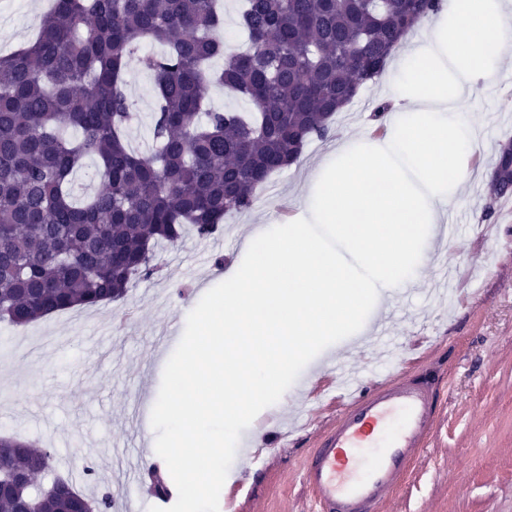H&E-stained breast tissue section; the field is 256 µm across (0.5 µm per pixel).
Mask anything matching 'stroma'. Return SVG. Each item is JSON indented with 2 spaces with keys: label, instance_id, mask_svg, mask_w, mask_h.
Segmentation results:
<instances>
[{
  "label": "stroma",
  "instance_id": "35a3bbf8",
  "mask_svg": "<svg viewBox=\"0 0 512 512\" xmlns=\"http://www.w3.org/2000/svg\"><path fill=\"white\" fill-rule=\"evenodd\" d=\"M48 3L27 0L31 21L22 24L0 0V54L36 36L34 21ZM393 81L387 69L361 87L337 113L334 137L310 141L301 163L273 175L250 210L227 215L221 233L203 240L189 233L161 247L159 274L134 280L123 302L58 312L23 328L0 323V436L51 448V467L36 486L62 476L91 495L112 486L113 467L140 459L160 466L170 459L157 427L136 434L137 394L146 393L154 404L169 394V372L194 331L195 313L209 302L211 289L223 287L226 267L241 260L242 236L264 217L297 218L309 163L334 153L337 142L361 138L378 105L392 102ZM126 90L138 115L130 144L149 150L155 85L138 62L128 67ZM476 96L484 146L470 159L468 184L450 205L458 235L448 263L478 272L465 280V299L458 303L434 292L442 270L433 266L391 299L392 347L406 345L420 323L435 338L430 368L438 380L439 419L385 512H512V198L495 203L489 195L499 147L512 140V63ZM174 323L178 339L158 347ZM344 350L337 336L310 350L283 394L265 403L259 416L264 431L248 423L225 441V470L243 472L234 491L243 512H311L301 471L325 417H312L285 448L274 446L273 433L280 421L301 413L299 392L318 359L341 357ZM138 438L147 448L141 458ZM248 442L272 445L270 459L253 464L238 457L237 448Z\"/></svg>",
  "mask_w": 512,
  "mask_h": 512
}]
</instances>
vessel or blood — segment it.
Wrapping results in <instances>:
<instances>
[{"mask_svg":"<svg viewBox=\"0 0 512 512\" xmlns=\"http://www.w3.org/2000/svg\"><path fill=\"white\" fill-rule=\"evenodd\" d=\"M423 342L415 337L403 367L382 380L318 369L313 395L335 394L328 402L334 415L302 468L315 512H384L389 494L411 474L438 421L436 387L416 375Z\"/></svg>","mask_w":512,"mask_h":512,"instance_id":"b4317fda","label":"vessel or blood"}]
</instances>
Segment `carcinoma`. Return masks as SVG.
<instances>
[{
  "label": "carcinoma",
  "instance_id": "1",
  "mask_svg": "<svg viewBox=\"0 0 512 512\" xmlns=\"http://www.w3.org/2000/svg\"><path fill=\"white\" fill-rule=\"evenodd\" d=\"M219 0H55L37 40L0 55V322L22 328L47 315L122 301L156 270L155 249L191 229L201 239L249 209L268 178L327 139L332 120L375 81L401 40L441 0H245L248 48L218 36ZM163 46L141 58L143 42ZM155 79L153 150L129 147V63ZM224 58L219 72L210 69ZM212 82L251 115L205 109ZM80 134L75 141L63 131ZM97 160L100 187L74 194L72 175ZM512 197V141L490 178ZM47 448L0 438L11 476L0 512H112L113 494H73L61 478L33 490ZM158 497L168 478L147 471Z\"/></svg>",
  "mask_w": 512,
  "mask_h": 512
}]
</instances>
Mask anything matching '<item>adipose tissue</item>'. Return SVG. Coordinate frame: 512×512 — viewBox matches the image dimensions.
Returning <instances> with one entry per match:
<instances>
[{"instance_id": "adipose-tissue-1", "label": "adipose tissue", "mask_w": 512, "mask_h": 512, "mask_svg": "<svg viewBox=\"0 0 512 512\" xmlns=\"http://www.w3.org/2000/svg\"><path fill=\"white\" fill-rule=\"evenodd\" d=\"M439 14L395 63L415 91H395L374 150L342 144L315 163L304 185L306 221L247 234V270L230 267L228 289L198 316L172 370L185 393L158 408L173 453L203 463L186 469L187 481L223 482L216 426L233 435L305 349L417 281L481 148L472 95L512 59V0H443ZM257 327L284 337V351L236 366L239 339Z\"/></svg>"}]
</instances>
